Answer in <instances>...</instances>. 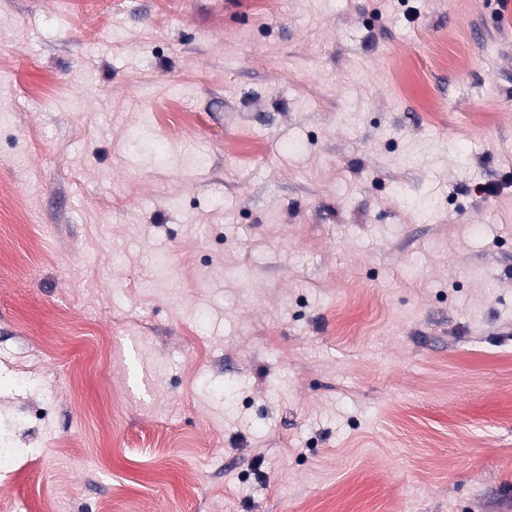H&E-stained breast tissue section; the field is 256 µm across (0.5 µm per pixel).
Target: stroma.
Here are the masks:
<instances>
[{"instance_id": "35a3bbf8", "label": "stroma", "mask_w": 512, "mask_h": 512, "mask_svg": "<svg viewBox=\"0 0 512 512\" xmlns=\"http://www.w3.org/2000/svg\"><path fill=\"white\" fill-rule=\"evenodd\" d=\"M52 497L512 512V0H0V505Z\"/></svg>"}]
</instances>
